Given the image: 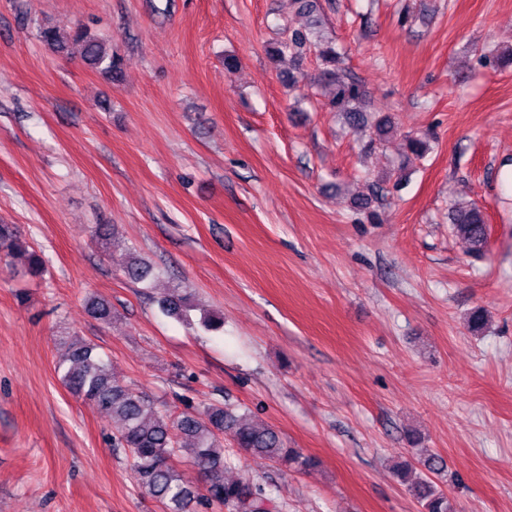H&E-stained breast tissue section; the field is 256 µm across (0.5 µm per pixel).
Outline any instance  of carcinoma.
Returning <instances> with one entry per match:
<instances>
[{
  "instance_id": "obj_1",
  "label": "carcinoma",
  "mask_w": 512,
  "mask_h": 512,
  "mask_svg": "<svg viewBox=\"0 0 512 512\" xmlns=\"http://www.w3.org/2000/svg\"><path fill=\"white\" fill-rule=\"evenodd\" d=\"M295 2L313 19L309 30H293L272 47L273 60L286 59L291 65L283 75V83L290 90L301 87L305 79L301 66L307 56H314L319 65L308 87L324 98L326 110L343 113L347 123L362 132V151L372 153L393 132L391 121L375 116L367 108V93L346 66L335 39L321 32V20L316 16L318 0ZM39 38L56 53L69 51L73 44L78 46L85 63L110 75L120 69V59L112 55V46L85 27L63 34L43 26ZM404 141L406 152L416 158L426 157L431 150L425 136L407 135ZM452 224L455 234L469 242L474 256L485 255L489 227L477 205L455 207ZM17 253L26 256L25 274L37 277L45 272L43 251L30 245L17 225L0 224V261ZM124 273L131 281L144 283L152 274V266L133 253ZM158 305L165 316L188 320L191 305L187 294L175 290L161 297ZM86 306L94 319L112 323V304L107 300L91 296ZM58 370L61 383L70 393L90 408L112 417L115 439L132 461L137 487L144 495L159 501L163 512H199L213 507H224L229 512H271V500L263 485L224 480L226 436L238 450L273 461L290 472H305L316 465L315 458L288 447L278 430L247 423L244 415L226 404H210L199 412L185 411L177 415L158 407L144 392L117 383L97 345L77 335L71 336ZM185 464L203 471V486L187 478ZM445 471V460L426 452L419 455L417 465L408 464L396 470L395 475L417 500L421 512H456L448 492L431 479Z\"/></svg>"
}]
</instances>
